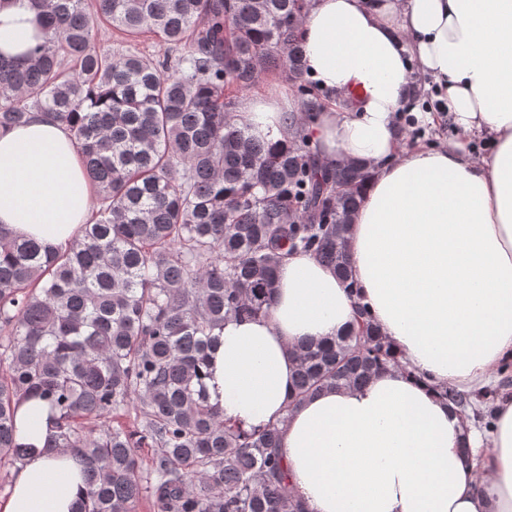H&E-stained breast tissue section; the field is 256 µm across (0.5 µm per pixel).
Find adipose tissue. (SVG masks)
Returning a JSON list of instances; mask_svg holds the SVG:
<instances>
[{
    "instance_id": "adipose-tissue-1",
    "label": "adipose tissue",
    "mask_w": 512,
    "mask_h": 512,
    "mask_svg": "<svg viewBox=\"0 0 512 512\" xmlns=\"http://www.w3.org/2000/svg\"><path fill=\"white\" fill-rule=\"evenodd\" d=\"M33 17L30 0L0 6L1 52L25 51L16 36H34ZM302 44L333 97L305 128L320 162L375 168L348 234L359 292L311 255H289L268 314L216 330L208 400L246 428L278 422L288 491L306 512H512V390L480 430L436 392H482L512 370V0H311ZM415 62L459 138L402 152L394 128ZM284 118L269 99L241 114L274 140ZM475 136L487 154L468 150ZM95 198L63 125L36 110L0 132L11 237L66 246ZM359 305L398 366L293 403V345L334 339ZM55 423L46 403H18L15 440L30 452L0 512H78L84 479L71 449L50 447Z\"/></svg>"
}]
</instances>
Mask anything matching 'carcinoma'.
<instances>
[{"instance_id": "1", "label": "carcinoma", "mask_w": 512, "mask_h": 512, "mask_svg": "<svg viewBox=\"0 0 512 512\" xmlns=\"http://www.w3.org/2000/svg\"><path fill=\"white\" fill-rule=\"evenodd\" d=\"M309 0H31L38 42L0 52V131L41 110L67 125L96 190L80 234L60 250L0 231V460L23 459L16 406L46 402L53 448L81 460L80 512H304L288 493L279 428L245 429L207 400L214 331L256 318L293 252L353 287L347 243L372 175L317 163L301 128L321 108L300 83ZM110 25L173 49L162 69L102 52ZM263 71L298 83L285 142L234 118L233 94ZM294 402L361 384L397 363L366 311L330 344L296 347ZM443 395L479 418L473 397ZM134 410L133 426L81 420ZM151 449L148 467L136 453Z\"/></svg>"}]
</instances>
